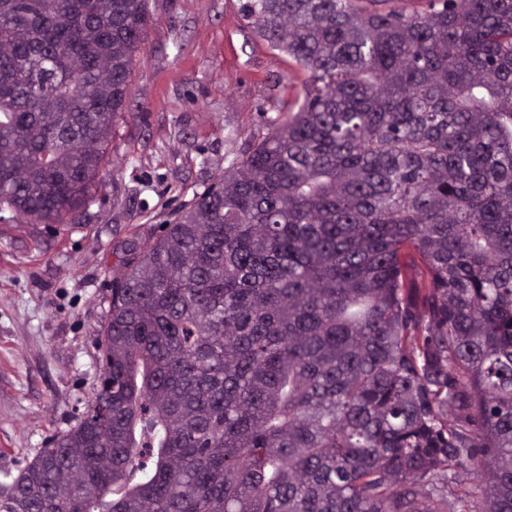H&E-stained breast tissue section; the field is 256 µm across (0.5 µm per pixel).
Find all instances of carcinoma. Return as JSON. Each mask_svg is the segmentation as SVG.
<instances>
[{
	"label": "carcinoma",
	"instance_id": "obj_1",
	"mask_svg": "<svg viewBox=\"0 0 512 512\" xmlns=\"http://www.w3.org/2000/svg\"><path fill=\"white\" fill-rule=\"evenodd\" d=\"M242 10L298 110L116 246L106 381L0 512H512V0ZM148 22L0 0L1 211L87 205ZM363 7L367 9H377L381 11H397L405 14H411L428 8V0H385L372 2L370 0H362Z\"/></svg>",
	"mask_w": 512,
	"mask_h": 512
}]
</instances>
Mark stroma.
Segmentation results:
<instances>
[{
  "label": "stroma",
  "mask_w": 512,
  "mask_h": 512,
  "mask_svg": "<svg viewBox=\"0 0 512 512\" xmlns=\"http://www.w3.org/2000/svg\"><path fill=\"white\" fill-rule=\"evenodd\" d=\"M243 0H150L90 202L64 224L0 220V484L87 406L116 246L172 222L298 108L305 73L258 38Z\"/></svg>",
  "instance_id": "1"
}]
</instances>
